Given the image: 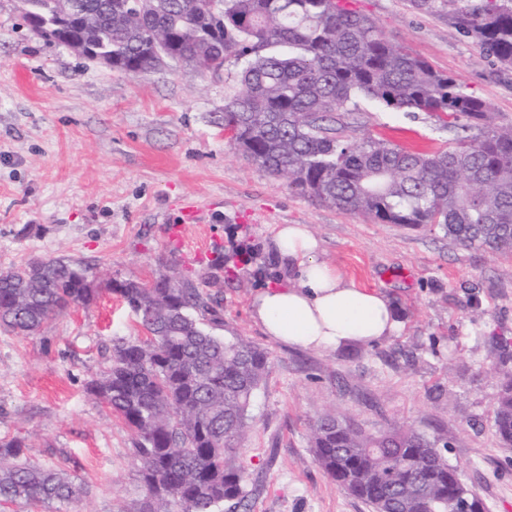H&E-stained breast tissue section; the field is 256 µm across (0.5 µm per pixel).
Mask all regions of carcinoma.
I'll return each mask as SVG.
<instances>
[{
    "instance_id": "1",
    "label": "carcinoma",
    "mask_w": 512,
    "mask_h": 512,
    "mask_svg": "<svg viewBox=\"0 0 512 512\" xmlns=\"http://www.w3.org/2000/svg\"><path fill=\"white\" fill-rule=\"evenodd\" d=\"M32 32L69 47L84 38L58 13H98L93 51L127 75L171 63H241L224 97V130L236 148L288 186L382 224H434L463 247L512 254V125L493 122L488 104L457 79L388 39L347 0H23ZM445 13L457 33L512 68V0H410ZM359 99L437 117L454 145L416 153L370 135L355 138L345 114ZM0 274V327L30 335L77 305L94 301L90 267L43 261ZM108 290L136 318L143 338L120 339L89 392L135 434L133 456L144 497L128 512H238L249 496L231 460L249 428L248 408L269 354L241 337L224 339L197 316L222 322L186 279L113 280ZM512 445V381L494 410ZM443 439L410 428L366 433L326 414L312 425L317 465L371 512H446L457 496ZM0 441V505L69 503L83 493L66 473L21 457Z\"/></svg>"
}]
</instances>
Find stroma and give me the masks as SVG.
Masks as SVG:
<instances>
[{
  "label": "stroma",
  "mask_w": 512,
  "mask_h": 512,
  "mask_svg": "<svg viewBox=\"0 0 512 512\" xmlns=\"http://www.w3.org/2000/svg\"><path fill=\"white\" fill-rule=\"evenodd\" d=\"M386 37L512 123V68L486 59L444 14L408 0H352ZM22 0H0V272L34 259L89 264V305L20 336L0 329V439L84 485L79 499L8 512H125L141 494L135 435L88 382L116 338L141 330L105 284L172 271L218 299L217 335L243 337L270 364L235 456L248 512H369L316 464L311 425L330 413L369 433L409 427L447 439L445 456L487 512H512V447L494 409L512 378V256L468 249L439 228L378 224L289 188L244 158L224 133L235 62L214 76L188 65L137 76L32 33ZM356 137L410 151L446 148L437 118L362 100ZM203 209L182 224L186 201ZM279 224H305L320 258L398 304L402 329L371 346L319 352L268 336L251 315L257 288L283 272Z\"/></svg>",
  "instance_id": "stroma-1"
}]
</instances>
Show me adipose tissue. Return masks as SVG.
Returning <instances> with one entry per match:
<instances>
[{"instance_id": "ef3b65f1", "label": "adipose tissue", "mask_w": 512, "mask_h": 512, "mask_svg": "<svg viewBox=\"0 0 512 512\" xmlns=\"http://www.w3.org/2000/svg\"><path fill=\"white\" fill-rule=\"evenodd\" d=\"M273 248L288 271L286 282L266 285L251 301L252 315L267 336L334 351L351 343L368 346L399 330L396 305L320 260L319 241L307 225H279Z\"/></svg>"}]
</instances>
